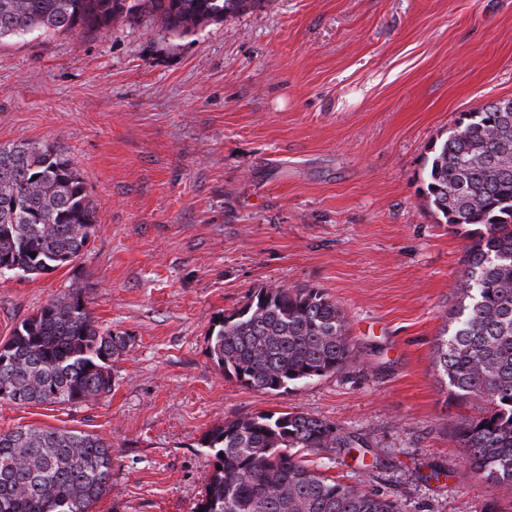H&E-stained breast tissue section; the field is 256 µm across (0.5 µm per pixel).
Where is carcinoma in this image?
I'll use <instances>...</instances> for the list:
<instances>
[{"label":"carcinoma","mask_w":512,"mask_h":512,"mask_svg":"<svg viewBox=\"0 0 512 512\" xmlns=\"http://www.w3.org/2000/svg\"><path fill=\"white\" fill-rule=\"evenodd\" d=\"M264 0H0V39L101 33L147 13L181 34L261 6ZM426 199L467 236L460 300L435 365L449 395L480 406L457 438L466 461L512 488V112L490 102L433 146ZM96 213L74 162L35 141L0 144V255L12 274L38 276L73 263L95 233ZM224 375L264 391L334 374L351 358L347 321L321 288L265 286L209 330ZM126 347L100 329L81 289L69 288L0 343V401H94L112 390V362ZM360 438L309 414L256 413L204 437L214 469L193 512H400L384 498L310 468L304 448H353ZM112 443L56 428L0 429V512H92L112 489Z\"/></svg>","instance_id":"obj_1"}]
</instances>
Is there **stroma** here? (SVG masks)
<instances>
[{"label":"stroma","mask_w":512,"mask_h":512,"mask_svg":"<svg viewBox=\"0 0 512 512\" xmlns=\"http://www.w3.org/2000/svg\"><path fill=\"white\" fill-rule=\"evenodd\" d=\"M510 98L512 0H266L187 34L137 14L0 39V143L57 146L98 218L72 264L0 278V342L76 286L127 339L110 393L0 401V428L111 442L94 512H193L213 473L204 436L284 410L360 437L303 457L401 512H512L456 437L478 406L435 368L466 239L425 195L435 142ZM265 285L336 301L342 370L279 392L224 377L209 330Z\"/></svg>","instance_id":"stroma-1"}]
</instances>
